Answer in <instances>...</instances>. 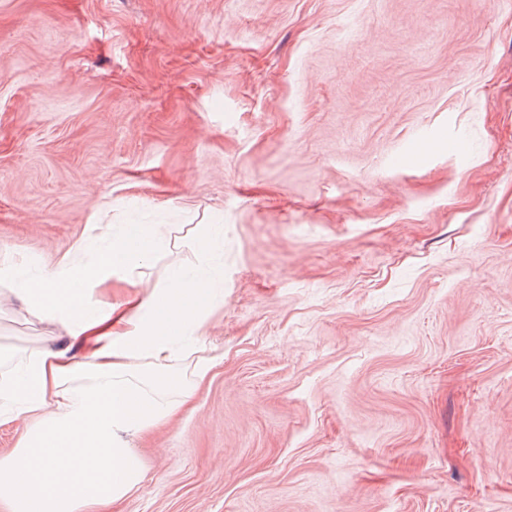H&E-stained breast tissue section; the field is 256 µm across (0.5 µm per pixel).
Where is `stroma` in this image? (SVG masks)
<instances>
[{
  "instance_id": "obj_1",
  "label": "stroma",
  "mask_w": 512,
  "mask_h": 512,
  "mask_svg": "<svg viewBox=\"0 0 512 512\" xmlns=\"http://www.w3.org/2000/svg\"><path fill=\"white\" fill-rule=\"evenodd\" d=\"M126 224L224 297L111 512H512V0H0V259Z\"/></svg>"
}]
</instances>
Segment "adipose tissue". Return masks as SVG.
<instances>
[{
	"instance_id": "1",
	"label": "adipose tissue",
	"mask_w": 512,
	"mask_h": 512,
	"mask_svg": "<svg viewBox=\"0 0 512 512\" xmlns=\"http://www.w3.org/2000/svg\"><path fill=\"white\" fill-rule=\"evenodd\" d=\"M220 224H129L105 238L94 263L79 240L33 279L0 262V286L25 316L58 326L68 344L0 352V421L22 424L21 442L0 458V504L8 512H103L139 488L143 463L132 435L175 416L204 381L175 374L201 347L221 297L214 255ZM196 262H166L170 244ZM119 280L118 302L102 286Z\"/></svg>"
}]
</instances>
